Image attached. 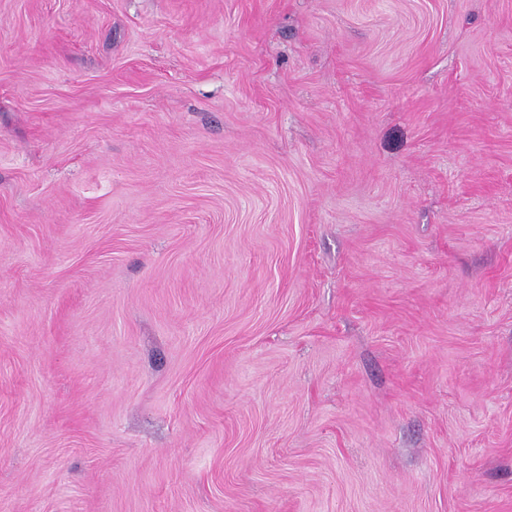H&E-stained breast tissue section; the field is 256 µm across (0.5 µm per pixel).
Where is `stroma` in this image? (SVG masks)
Here are the masks:
<instances>
[{"label":"stroma","instance_id":"35a3bbf8","mask_svg":"<svg viewBox=\"0 0 512 512\" xmlns=\"http://www.w3.org/2000/svg\"><path fill=\"white\" fill-rule=\"evenodd\" d=\"M0 512H512V0H0Z\"/></svg>","mask_w":512,"mask_h":512}]
</instances>
